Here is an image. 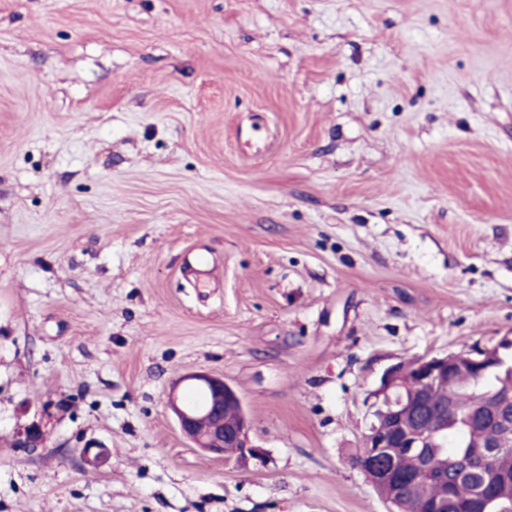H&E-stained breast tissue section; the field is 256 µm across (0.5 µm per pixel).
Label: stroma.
<instances>
[{"mask_svg": "<svg viewBox=\"0 0 512 512\" xmlns=\"http://www.w3.org/2000/svg\"><path fill=\"white\" fill-rule=\"evenodd\" d=\"M506 336L512 0H0V512H389L385 370ZM184 380L193 381L194 385L206 390L210 401L205 407H192L185 404L173 390L170 396V407L182 433L203 450L224 457L226 452H238V448L246 450L247 421L233 417H246L239 396L221 377L207 373H195ZM229 408V416L225 408ZM240 451V450H239ZM241 452V451H240Z\"/></svg>", "mask_w": 512, "mask_h": 512, "instance_id": "stroma-1", "label": "stroma"}]
</instances>
